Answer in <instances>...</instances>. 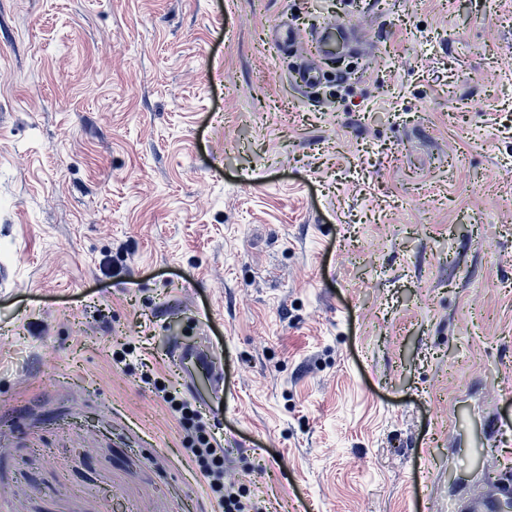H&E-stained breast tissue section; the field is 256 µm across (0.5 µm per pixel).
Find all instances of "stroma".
Listing matches in <instances>:
<instances>
[{"label":"stroma","mask_w":512,"mask_h":512,"mask_svg":"<svg viewBox=\"0 0 512 512\" xmlns=\"http://www.w3.org/2000/svg\"><path fill=\"white\" fill-rule=\"evenodd\" d=\"M171 338L270 512L512 468V0H0V512H222ZM178 358L189 365L190 377L188 387L192 395L198 398H214L220 404L224 400V386L222 370H217L209 349L200 347L178 349ZM222 394L223 398L219 395ZM155 389L158 396L168 405L185 430L188 431L191 428L197 430V428H199L201 416L194 403L188 398L180 397L176 391H172V389L165 384L156 386Z\"/></svg>","instance_id":"35a3bbf8"}]
</instances>
